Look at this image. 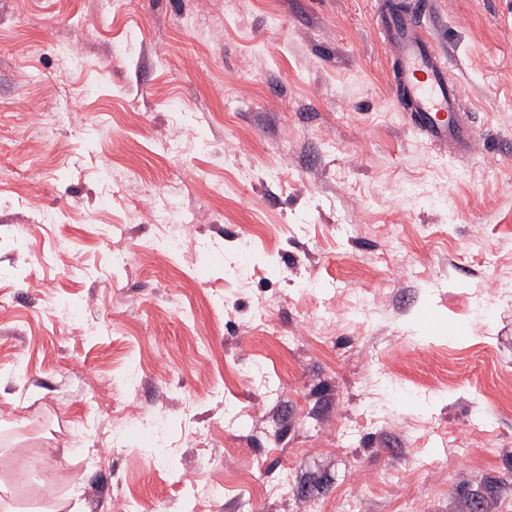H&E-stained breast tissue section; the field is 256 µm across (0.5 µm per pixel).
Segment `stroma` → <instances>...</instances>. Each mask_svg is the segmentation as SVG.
Returning a JSON list of instances; mask_svg holds the SVG:
<instances>
[{"label": "stroma", "instance_id": "obj_1", "mask_svg": "<svg viewBox=\"0 0 512 512\" xmlns=\"http://www.w3.org/2000/svg\"><path fill=\"white\" fill-rule=\"evenodd\" d=\"M388 2L0 0L1 499L512 512V0H433L466 158L411 128ZM181 163L201 221L176 259L136 197ZM320 311L332 334L298 333Z\"/></svg>", "mask_w": 512, "mask_h": 512}]
</instances>
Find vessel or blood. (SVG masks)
<instances>
[{
    "instance_id": "b4317fda",
    "label": "vessel or blood",
    "mask_w": 512,
    "mask_h": 512,
    "mask_svg": "<svg viewBox=\"0 0 512 512\" xmlns=\"http://www.w3.org/2000/svg\"><path fill=\"white\" fill-rule=\"evenodd\" d=\"M429 0H417L409 12L386 14L379 30L392 63L393 86L412 124L432 144L472 154L478 138L461 115L464 92L451 77L450 58L425 24Z\"/></svg>"
}]
</instances>
